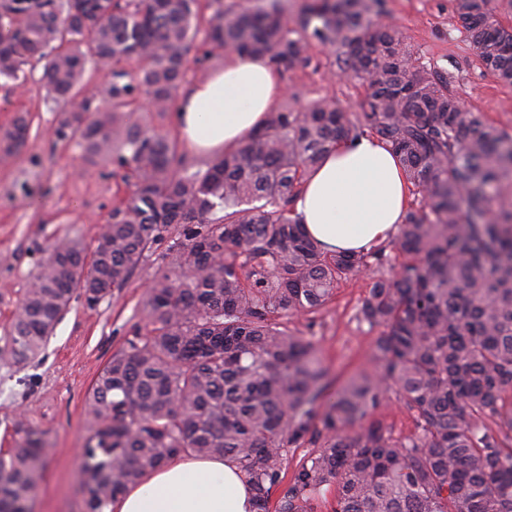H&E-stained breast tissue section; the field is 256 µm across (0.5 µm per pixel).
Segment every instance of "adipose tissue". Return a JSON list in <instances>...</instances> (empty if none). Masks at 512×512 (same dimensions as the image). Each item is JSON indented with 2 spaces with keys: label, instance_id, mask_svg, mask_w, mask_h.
Masks as SVG:
<instances>
[{
  "label": "adipose tissue",
  "instance_id": "adipose-tissue-1",
  "mask_svg": "<svg viewBox=\"0 0 512 512\" xmlns=\"http://www.w3.org/2000/svg\"><path fill=\"white\" fill-rule=\"evenodd\" d=\"M283 94L269 58L230 54L180 91L176 126L194 152L219 156L263 126ZM408 207L398 159L369 136L339 142L306 176L294 201L307 235L331 251L389 241ZM109 512H254V501L232 462L180 456L116 496Z\"/></svg>",
  "mask_w": 512,
  "mask_h": 512
}]
</instances>
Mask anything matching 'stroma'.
Returning <instances> with one entry per match:
<instances>
[{"label": "stroma", "instance_id": "stroma-1", "mask_svg": "<svg viewBox=\"0 0 512 512\" xmlns=\"http://www.w3.org/2000/svg\"><path fill=\"white\" fill-rule=\"evenodd\" d=\"M379 21L404 35L420 64L447 77L468 111L512 133V87L472 55L453 0H384ZM310 55L309 65L283 73V102L305 108L326 100L365 111L361 82L338 76L332 52L315 43ZM41 71L39 63L28 66L20 88L0 78V126L19 112L30 120L24 148L0 156V448L17 441L14 422L43 432L50 453L36 481L33 512H84L81 464L91 430L85 399L112 354L144 328L141 300L160 260L149 257L125 288L96 307L73 299L38 358L22 364L10 355L6 335L48 250L71 241L92 253L101 225L129 193L111 159L88 164L75 144L55 140L59 112L39 81ZM370 281L367 272L351 277L318 312L290 324L313 342L329 390L373 368L377 332L357 318Z\"/></svg>", "mask_w": 512, "mask_h": 512}]
</instances>
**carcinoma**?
<instances>
[{
    "instance_id": "obj_1",
    "label": "carcinoma",
    "mask_w": 512,
    "mask_h": 512,
    "mask_svg": "<svg viewBox=\"0 0 512 512\" xmlns=\"http://www.w3.org/2000/svg\"><path fill=\"white\" fill-rule=\"evenodd\" d=\"M381 4L308 0L294 29L282 0L240 12L208 0V16L200 0H0V76L18 81L44 61L57 140L133 181L92 258L62 244L39 265L12 354L37 356L74 295L95 306L167 244L142 301L146 332L112 354L86 397L85 512H105L180 455L234 462L257 512H270L280 486L276 512H314L328 494L330 512H512V450L487 426L512 433V211L492 208L512 181V135L463 111L448 79L374 20ZM454 6L472 54L512 86V26L491 0ZM314 42L362 80L367 111L276 109L237 150L184 174L173 139L127 121L143 97L167 111L192 51L201 68L222 49L266 56L283 73L308 63ZM90 62L112 69L97 91L106 109L84 95ZM27 133L19 114L0 129V153L19 152ZM363 135L391 147L419 203L390 241L331 253L306 234L294 198L338 142ZM366 271L358 318L380 329L375 371L325 404L326 369L288 320ZM392 388L418 433L396 438L373 418ZM14 428L21 440L0 448V512H31L48 446L42 432ZM305 445L314 451L288 471L289 449Z\"/></svg>"
}]
</instances>
